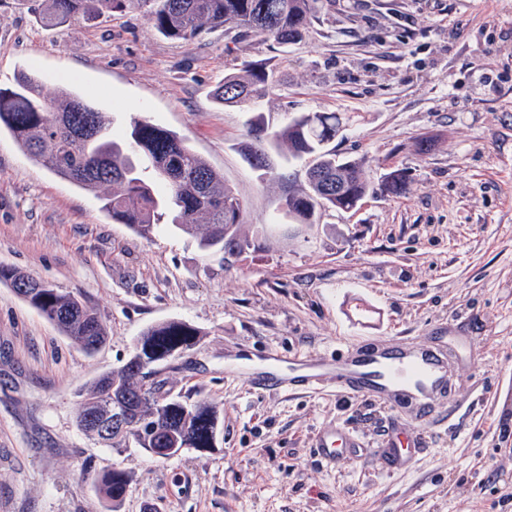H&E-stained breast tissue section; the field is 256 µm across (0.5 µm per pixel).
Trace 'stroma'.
<instances>
[{"label": "stroma", "instance_id": "obj_1", "mask_svg": "<svg viewBox=\"0 0 512 512\" xmlns=\"http://www.w3.org/2000/svg\"><path fill=\"white\" fill-rule=\"evenodd\" d=\"M272 85L222 106L213 91L243 63ZM46 98L64 86L112 115L177 132L241 199L238 256L173 227L143 238L90 192L0 133V265L80 293L107 331L83 351L0 284V512H107L95 485L119 469L121 512H512V0H329L304 38L280 45L232 26L164 37L131 4L49 24L34 0H0V89L20 73ZM334 112L330 147L371 181L398 169L405 193L367 196L301 227L282 216L304 165L242 154L247 120ZM201 333L156 365L172 396L211 404L214 451L170 459L134 440L108 448L75 425L78 392L122 367L149 326ZM447 355L448 393L428 414L342 393L259 388L282 363L363 344ZM337 430L336 457L313 452ZM403 461L387 470L385 446Z\"/></svg>", "mask_w": 512, "mask_h": 512}]
</instances>
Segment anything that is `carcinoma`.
Masks as SVG:
<instances>
[{
	"mask_svg": "<svg viewBox=\"0 0 512 512\" xmlns=\"http://www.w3.org/2000/svg\"><path fill=\"white\" fill-rule=\"evenodd\" d=\"M135 1L147 6V17L165 37L190 40L205 28L233 25L243 34L272 38L281 44L299 41L316 18L321 0H43L48 22L71 18L96 19ZM265 62H247L241 73L227 74L214 90L221 104L245 103L269 84ZM342 118L334 112H308L283 125L270 123L259 112L249 120L244 158L256 171L271 169V154L287 151L288 159L305 161L306 187L288 195L284 217L314 224L325 208L348 210L377 191L400 194L405 175L393 170L374 184L360 161L342 162L327 145L336 138ZM35 161L76 186L112 190L104 209L112 221L147 237L167 222L195 238L203 249L241 254L256 248V239L241 233L246 211L224 176L196 153L185 139L134 116L125 142L112 138V118L68 88L47 102L38 78L24 74L15 87L0 90V130ZM162 183L157 192L149 179ZM0 283L52 322L61 334L86 352L106 340L98 314L78 293L60 288L11 267L0 266ZM200 332L182 320L147 328L128 361L105 372L79 392L76 426L87 437L112 448L127 437L143 450L192 448L204 454L217 443L216 412L204 403L191 404L146 385V369L197 344ZM121 415L127 427L105 439L98 423L105 415ZM128 478L120 470L100 475L98 493L112 509L120 507Z\"/></svg>",
	"mask_w": 512,
	"mask_h": 512,
	"instance_id": "carcinoma-1",
	"label": "carcinoma"
}]
</instances>
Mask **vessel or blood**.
I'll return each mask as SVG.
<instances>
[{"label": "vessel or blood", "instance_id": "obj_1", "mask_svg": "<svg viewBox=\"0 0 512 512\" xmlns=\"http://www.w3.org/2000/svg\"><path fill=\"white\" fill-rule=\"evenodd\" d=\"M301 364L309 370L300 381L303 388L313 389L329 383L341 392L389 401L395 400L402 387L410 385L425 404H432L435 394L447 380L443 360L419 348L396 352L385 349L349 359L306 356Z\"/></svg>", "mask_w": 512, "mask_h": 512}]
</instances>
